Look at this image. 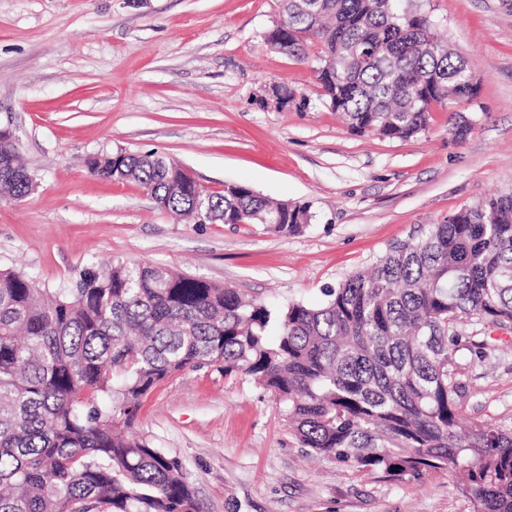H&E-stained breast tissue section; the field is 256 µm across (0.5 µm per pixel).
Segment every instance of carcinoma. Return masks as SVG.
I'll use <instances>...</instances> for the list:
<instances>
[{
	"label": "carcinoma",
	"mask_w": 512,
	"mask_h": 512,
	"mask_svg": "<svg viewBox=\"0 0 512 512\" xmlns=\"http://www.w3.org/2000/svg\"><path fill=\"white\" fill-rule=\"evenodd\" d=\"M314 60L322 103L350 130L408 139L477 80L414 0H281L264 37ZM0 127V193L31 174ZM91 175L135 182L196 224L293 235L307 204L244 184L210 191L153 154L106 153ZM207 208L197 209L198 199ZM315 306H272L162 265L93 261L68 286L0 269V512H200L181 462L116 428L186 369L244 374L286 409L300 447L391 480L447 471L471 512H512V426L461 430L458 326L512 324V193L461 209L389 249Z\"/></svg>",
	"instance_id": "obj_1"
}]
</instances>
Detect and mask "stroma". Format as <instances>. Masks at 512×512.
Masks as SVG:
<instances>
[{"label": "stroma", "instance_id": "35a3bbf8", "mask_svg": "<svg viewBox=\"0 0 512 512\" xmlns=\"http://www.w3.org/2000/svg\"><path fill=\"white\" fill-rule=\"evenodd\" d=\"M479 82L408 140L351 133L322 105L312 64L271 50L279 0H0V126L35 182L0 200V268L45 287L90 261L164 265L274 304L326 289L396 242L512 191V0H425ZM311 100L278 106L275 88ZM472 122L465 139L450 116ZM155 153L205 187L242 183L308 204L301 233L190 224L140 185L91 176L100 153ZM463 415L512 422V327L465 320ZM484 357H477L479 345ZM130 434L180 460L203 512H471L445 472L401 481L307 457L284 407L245 375L182 371Z\"/></svg>", "mask_w": 512, "mask_h": 512}]
</instances>
